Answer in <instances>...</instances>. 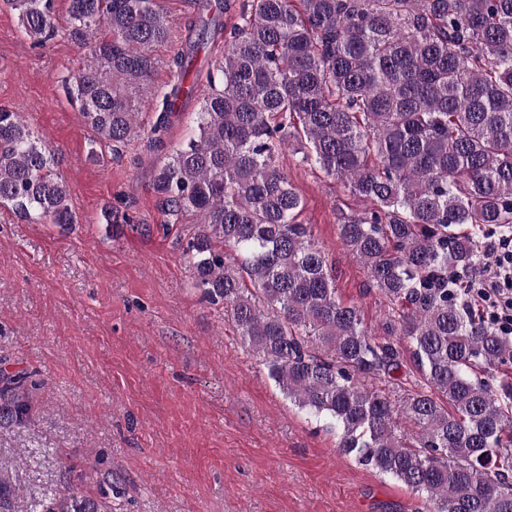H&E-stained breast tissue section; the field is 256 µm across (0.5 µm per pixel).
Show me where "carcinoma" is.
Segmentation results:
<instances>
[{
	"mask_svg": "<svg viewBox=\"0 0 512 512\" xmlns=\"http://www.w3.org/2000/svg\"><path fill=\"white\" fill-rule=\"evenodd\" d=\"M4 3L32 46L60 36L55 0ZM68 16V37L88 52L64 91L94 140L164 152L152 190L166 214L197 217L183 248L193 287L224 303L282 393L430 512H512V378L498 371L512 338L476 313L458 275L479 234L512 232V0H248L227 36L199 19L146 127L139 97L171 35L155 0H69ZM220 35L198 135L167 152L179 94L200 78L194 58ZM292 139L302 162L372 205L339 230L392 306L380 339L337 300L310 225L297 222L301 199L277 163ZM57 167L20 114L1 109L0 204L33 224L75 223ZM394 336L433 387L401 410L420 430L414 448L396 437L389 398L357 382L401 368ZM38 387L0 370V419L27 425ZM44 512L107 510L65 491Z\"/></svg>",
	"mask_w": 512,
	"mask_h": 512,
	"instance_id": "carcinoma-1",
	"label": "carcinoma"
}]
</instances>
